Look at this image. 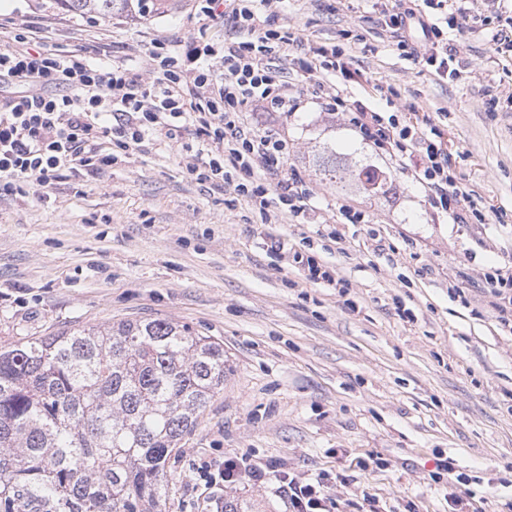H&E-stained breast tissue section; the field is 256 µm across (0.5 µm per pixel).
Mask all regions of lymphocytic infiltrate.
Returning <instances> with one entry per match:
<instances>
[{
	"label": "lymphocytic infiltrate",
	"mask_w": 512,
	"mask_h": 512,
	"mask_svg": "<svg viewBox=\"0 0 512 512\" xmlns=\"http://www.w3.org/2000/svg\"><path fill=\"white\" fill-rule=\"evenodd\" d=\"M281 0H197L195 11L223 18L233 41L216 43L206 36L153 43L150 55L161 75L145 82L127 61L103 67L78 53L29 47L25 33L0 49V85L10 96L0 99V192L18 184L48 188L81 172L111 166L104 144L124 151H147L154 133L176 138L183 129L211 140L212 146L190 170L200 182L221 187L231 182L237 194L266 214L276 210L294 218L314 212L315 190L285 172L286 123L307 104L290 95L284 66L293 51L306 49L307 73L343 79L355 73L354 60L331 44L303 47L294 34L271 28L269 17ZM384 24L399 48L407 50L413 32L429 42L425 58L438 79L460 77L457 51L441 40L417 0H398ZM223 73H216L215 62ZM341 114L345 126L369 146L386 166L405 171L419 185L431 209L457 224L486 223L457 176L443 146V133L430 116L416 123L397 113L376 112L359 100L329 94L321 101ZM266 109L274 119L258 128L248 112ZM276 492L288 497V512H326L319 486L286 476Z\"/></svg>",
	"instance_id": "f902f5d3"
}]
</instances>
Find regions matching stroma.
<instances>
[{
	"instance_id": "obj_1",
	"label": "stroma",
	"mask_w": 512,
	"mask_h": 512,
	"mask_svg": "<svg viewBox=\"0 0 512 512\" xmlns=\"http://www.w3.org/2000/svg\"><path fill=\"white\" fill-rule=\"evenodd\" d=\"M9 2L0 46L33 26L49 47L128 59L150 79L152 40L202 27L229 35L195 14V0L141 21ZM465 7L447 33L457 80L431 73L424 44L411 57L397 49L379 0H285L271 25L343 47L357 70L339 84L348 97L410 122L430 116L459 189L490 223H450L395 170L387 194L366 192L359 169L376 156L318 110L290 120L287 168L315 188L320 224L264 223L232 190L192 179L207 144L188 130L157 134L145 153L117 151L100 173L0 196V341L161 319L223 344L224 389L170 459L166 512H216L196 468L230 456L321 482L329 512H451L463 490L468 512H512V331L482 286L486 271L512 267V51L490 42L512 0ZM325 150L343 166L342 187L316 169ZM345 203L368 223H336ZM272 226L283 251L266 236ZM298 253L337 286L309 280ZM446 459L453 472L437 471ZM223 495L251 512L286 510L270 480Z\"/></svg>"
}]
</instances>
